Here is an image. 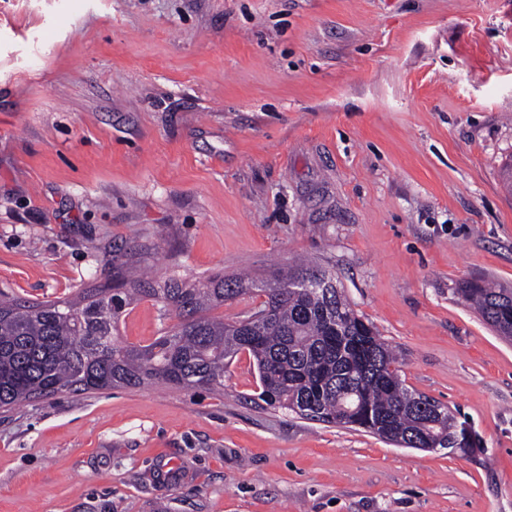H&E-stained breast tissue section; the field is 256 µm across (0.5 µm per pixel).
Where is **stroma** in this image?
Listing matches in <instances>:
<instances>
[{
    "mask_svg": "<svg viewBox=\"0 0 512 512\" xmlns=\"http://www.w3.org/2000/svg\"><path fill=\"white\" fill-rule=\"evenodd\" d=\"M512 0H0V291L139 271L253 291L305 259L485 453L398 448L224 392L61 393L0 414V512H512ZM176 322L133 303L120 340ZM454 293L473 307L499 336L512 338L511 288H493L473 281L455 288Z\"/></svg>",
    "mask_w": 512,
    "mask_h": 512,
    "instance_id": "35a3bbf8",
    "label": "stroma"
}]
</instances>
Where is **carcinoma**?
<instances>
[{
    "label": "carcinoma",
    "mask_w": 512,
    "mask_h": 512,
    "mask_svg": "<svg viewBox=\"0 0 512 512\" xmlns=\"http://www.w3.org/2000/svg\"><path fill=\"white\" fill-rule=\"evenodd\" d=\"M129 287L112 280L76 300H26L0 292V409L35 397L164 382L224 391V361L241 351L255 360L257 399L303 419L362 429L406 448L483 452V440L448 406L416 394L397 356L352 308L336 278L308 267L261 289L253 319L226 322L211 309L250 290L215 276L199 286L177 279ZM500 336L512 338V289L480 281L454 289ZM149 297L179 322L148 345L118 340L125 308Z\"/></svg>",
    "instance_id": "carcinoma-1"
}]
</instances>
